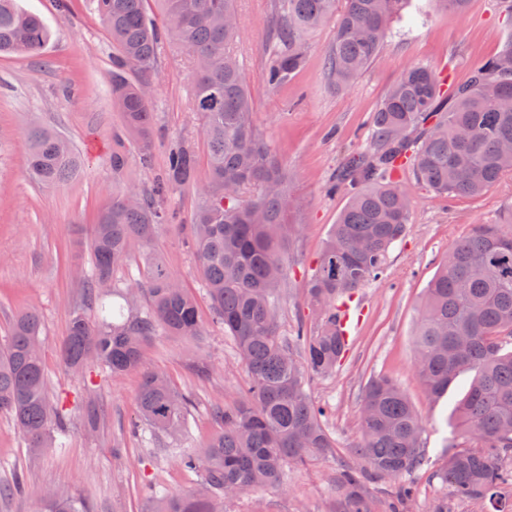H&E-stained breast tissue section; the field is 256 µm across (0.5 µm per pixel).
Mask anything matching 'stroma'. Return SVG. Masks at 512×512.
Returning a JSON list of instances; mask_svg holds the SVG:
<instances>
[{
	"label": "stroma",
	"mask_w": 512,
	"mask_h": 512,
	"mask_svg": "<svg viewBox=\"0 0 512 512\" xmlns=\"http://www.w3.org/2000/svg\"><path fill=\"white\" fill-rule=\"evenodd\" d=\"M70 3L65 11L58 0H21L25 9L45 19L50 42L38 57L0 56V345L7 342L17 313L36 310L49 395L70 410L66 447L34 454L12 420L0 414V482L17 470L25 483L22 496L0 502V512H42L43 495L51 488L81 498L87 512H141L148 488L159 486L173 494L196 488L198 475L181 468L178 454L199 447L213 433L212 406L238 400L248 373L233 339L212 322L191 246L190 225L207 176V154L200 117L192 108L189 54L170 43L160 49L147 87L153 140L149 150H142L112 105V41L91 0ZM238 12L236 51L253 101V124L284 168L293 198L280 308L281 329L288 335L297 325L309 329L315 323L307 284L347 202L345 194L328 193L327 187L349 153L368 147L370 118L391 86L411 65L429 67L448 84L466 82L476 67L499 53L512 34V16L500 0H470L462 14L412 0L386 36L380 57L351 87L339 91L324 77L333 25L306 37L303 67L274 88L266 81L275 21L272 0H239ZM36 127L62 136L84 159L80 172L58 187H40L29 176L28 134ZM180 144L198 156L196 180L165 198L163 207L172 219L147 250L196 296L203 332L191 338L160 332L145 346L141 368L122 375L93 364L68 369L61 345L71 312L84 310L93 325L100 320L98 308L87 306L82 284L96 215L116 195L149 187L163 173L170 149ZM116 151L127 157L118 173L111 161ZM399 178L413 201L405 237L390 252L387 277L358 290L363 320L335 372L306 386L310 398L327 411L324 424L336 441L335 457L289 467L280 486L237 495L226 501L224 512H348L336 476L354 459L365 388L379 376L397 381L421 416L428 463L408 476L414 496L407 502L394 496L398 480L367 484L371 512H434L443 501L451 512H490L484 501L452 498L439 477L455 433L449 418L468 378L458 377L441 400L430 399L413 367L414 332L421 297L453 244L477 224L512 233V175L480 195L454 199L416 183L411 170ZM146 369L165 374L192 399L188 427L166 454L156 453L151 430H131ZM91 393L98 396L101 410L92 431L79 417Z\"/></svg>",
	"instance_id": "obj_1"
}]
</instances>
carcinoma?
<instances>
[{"instance_id": "cac0c4a2", "label": "carcinoma", "mask_w": 512, "mask_h": 512, "mask_svg": "<svg viewBox=\"0 0 512 512\" xmlns=\"http://www.w3.org/2000/svg\"><path fill=\"white\" fill-rule=\"evenodd\" d=\"M95 11L115 49L112 105L123 113L129 134L149 149L153 136L150 103L141 89L155 68L160 45L173 42L193 59V110L202 120L208 152V180L199 192L192 224L212 319L224 326L246 365L249 383L232 406L211 411L215 433L197 451L179 455L181 467L196 473L198 491L171 496L150 492L144 512H224V500L280 483L289 463L336 455V442L323 423L306 383L330 375L343 356L336 333V305L366 284L383 278L390 249L403 239L411 215L409 189L396 178L411 165L415 180L448 198L474 196L512 173V36L492 59L450 94L430 68L413 65L391 87L372 121L365 152L346 156L329 191L349 199L309 281V301L318 320L299 324L286 336L279 324L286 216L291 206L286 174L252 124V101L234 53L240 33L237 0H159L163 21L149 13L150 0H94ZM408 0H274L272 37L275 66L267 82L280 85L302 66L304 37L332 20L325 77L338 90L351 86L379 56L382 40ZM50 31L19 0H0V54L37 57ZM142 76L129 81L124 71ZM82 159L61 136L31 134L28 167L44 188L80 170ZM197 157L189 146L171 153L164 173L149 189L128 191L100 210L91 234L86 302L103 316L92 327L72 312L62 345L66 367L88 361L121 374L142 364L146 343L164 330L175 336L201 335L195 297L157 259H148L149 306L135 309L128 297L106 307L105 288L135 247L155 238L168 214L163 199L195 179ZM429 282L415 333L416 373L438 400L463 372L473 373L455 408L457 435L478 449L454 452L441 479L458 499L489 503L512 512L500 496L512 473L495 459L512 453V234L495 224H478L451 248ZM42 322L28 310L10 325L0 348V414L14 421L33 452L60 448L69 410L52 403L39 343ZM190 397L164 376L144 373L137 393L140 421L152 431L180 435ZM80 417L99 425L97 396L88 397ZM357 465L338 476L349 512H369L364 485L401 478L426 461L422 419L403 389L376 377L366 387ZM45 512H86L82 499L49 490Z\"/></svg>"}]
</instances>
